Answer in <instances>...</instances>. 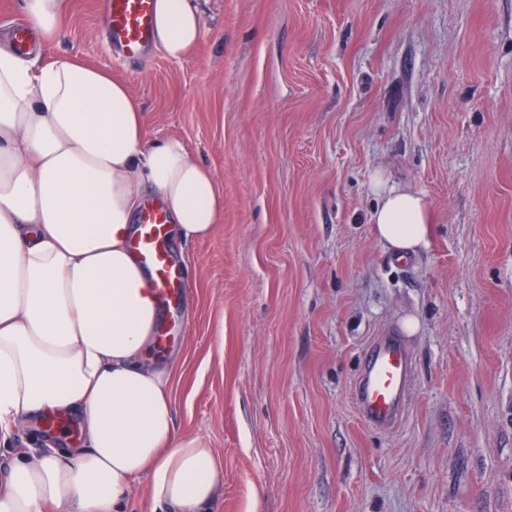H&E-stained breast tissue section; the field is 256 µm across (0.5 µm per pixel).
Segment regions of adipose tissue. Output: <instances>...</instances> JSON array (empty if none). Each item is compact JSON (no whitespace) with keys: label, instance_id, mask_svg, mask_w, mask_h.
<instances>
[{"label":"adipose tissue","instance_id":"ef3b65f1","mask_svg":"<svg viewBox=\"0 0 512 512\" xmlns=\"http://www.w3.org/2000/svg\"><path fill=\"white\" fill-rule=\"evenodd\" d=\"M72 5L19 0L43 50ZM202 32L195 0H155L154 43L168 58L187 57ZM372 187L391 254L427 247L424 198L379 171ZM154 198L187 241L224 221L211 170L179 139L147 142L125 80L0 45V439L60 419L0 479V512H121L140 476L155 507L208 512L221 489L213 448L175 431L174 364L148 357L160 305L131 242ZM74 415L85 444L58 448Z\"/></svg>","mask_w":512,"mask_h":512}]
</instances>
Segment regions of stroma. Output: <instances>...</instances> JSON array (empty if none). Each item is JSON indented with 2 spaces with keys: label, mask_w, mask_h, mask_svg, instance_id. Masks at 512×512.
<instances>
[{
  "label": "stroma",
  "mask_w": 512,
  "mask_h": 512,
  "mask_svg": "<svg viewBox=\"0 0 512 512\" xmlns=\"http://www.w3.org/2000/svg\"><path fill=\"white\" fill-rule=\"evenodd\" d=\"M74 0L50 56L126 80L148 141L224 190L172 238L177 433L224 465L210 512H512V0H200L174 61L112 49ZM421 194L429 244L376 238L371 178ZM403 418L354 397L364 349L404 331Z\"/></svg>",
  "instance_id": "stroma-1"
}]
</instances>
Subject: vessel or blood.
<instances>
[{
	"mask_svg": "<svg viewBox=\"0 0 512 512\" xmlns=\"http://www.w3.org/2000/svg\"><path fill=\"white\" fill-rule=\"evenodd\" d=\"M154 0H106L104 23L115 50L130 61L146 57L153 43ZM170 216L159 205L140 212L133 247L151 273L159 301L177 299L182 271L169 247ZM410 358L406 344L388 334L373 340L364 356L356 385L357 404L363 420L383 428L402 416L409 387Z\"/></svg>",
	"mask_w": 512,
	"mask_h": 512,
	"instance_id": "1",
	"label": "vessel or blood"
}]
</instances>
